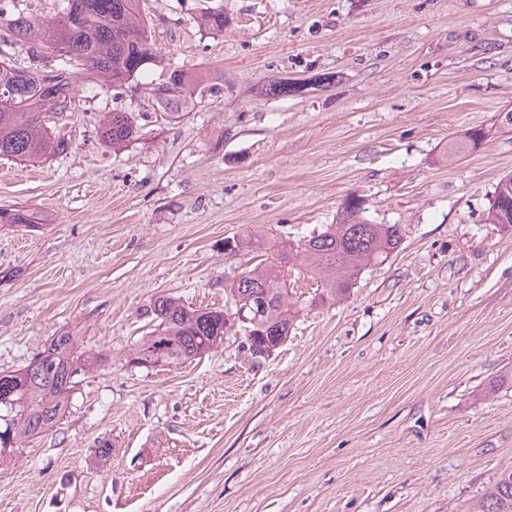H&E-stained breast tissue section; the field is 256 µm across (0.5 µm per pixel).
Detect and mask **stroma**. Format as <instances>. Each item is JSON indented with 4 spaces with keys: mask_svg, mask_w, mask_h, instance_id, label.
Segmentation results:
<instances>
[{
    "mask_svg": "<svg viewBox=\"0 0 512 512\" xmlns=\"http://www.w3.org/2000/svg\"><path fill=\"white\" fill-rule=\"evenodd\" d=\"M160 61L121 93L77 80L63 150L0 156V371L62 332L108 360L52 429L0 466V512H467L512 471V225L486 224L512 132L448 159L512 111V0H144ZM222 8L223 33L199 26ZM218 86L175 117L173 68ZM332 75L267 98L273 77ZM135 113L115 151L104 113ZM364 199L396 255L349 297L303 303L287 340L238 336L179 367L127 358L156 296L223 307L227 238L299 240ZM112 455L97 462V445ZM492 132V127H474L468 129L463 136L448 141V159L483 144L491 137Z\"/></svg>",
    "mask_w": 512,
    "mask_h": 512,
    "instance_id": "1",
    "label": "stroma"
}]
</instances>
